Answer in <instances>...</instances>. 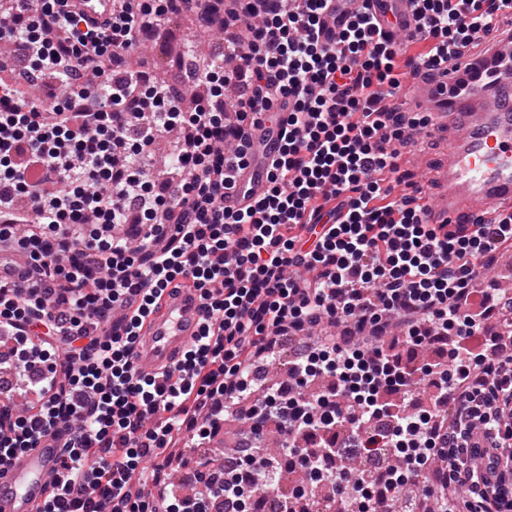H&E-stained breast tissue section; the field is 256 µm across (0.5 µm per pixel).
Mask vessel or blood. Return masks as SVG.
<instances>
[{"mask_svg": "<svg viewBox=\"0 0 512 512\" xmlns=\"http://www.w3.org/2000/svg\"><path fill=\"white\" fill-rule=\"evenodd\" d=\"M65 8L97 18L110 13L112 0H66ZM377 15L394 32H406L413 16L410 0H378ZM491 80L470 79L460 60L442 66L439 77H408L405 98L427 113L428 131L442 151L429 168L435 199L426 204L429 224L475 221L490 209L512 213V33L498 37L489 53L472 62ZM251 158L236 171L224 204L241 208L262 195L265 169L277 155L280 128L265 121L250 133ZM204 302L189 288L166 290L158 311L144 327L135 364L145 374L173 368L200 332ZM61 450L54 443L13 456L0 467V512H36L50 490Z\"/></svg>", "mask_w": 512, "mask_h": 512, "instance_id": "1", "label": "vessel or blood"}]
</instances>
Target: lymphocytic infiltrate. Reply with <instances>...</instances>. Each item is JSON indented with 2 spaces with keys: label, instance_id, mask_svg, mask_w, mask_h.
<instances>
[{
  "label": "lymphocytic infiltrate",
  "instance_id": "1",
  "mask_svg": "<svg viewBox=\"0 0 512 512\" xmlns=\"http://www.w3.org/2000/svg\"><path fill=\"white\" fill-rule=\"evenodd\" d=\"M224 32L222 55L173 85L127 65L179 9ZM396 39L371 0H112L101 20L0 0L27 82H0V463L51 437L60 473L40 512H211L308 478L355 512H512V297L483 281L512 251V214L425 224L417 184L385 186L415 127L402 76L465 54L512 0H414ZM208 93L185 109L186 91ZM280 123L266 194L224 207L249 134ZM174 135L178 178L149 162ZM206 305L171 370L133 355L166 289ZM337 328L288 362L292 394L256 369L280 338ZM402 330L410 354L388 344ZM252 450L201 495L170 489L188 440L227 419ZM391 449L382 472L355 457ZM500 465L495 483L483 451ZM154 457L152 470L141 462Z\"/></svg>",
  "mask_w": 512,
  "mask_h": 512
}]
</instances>
